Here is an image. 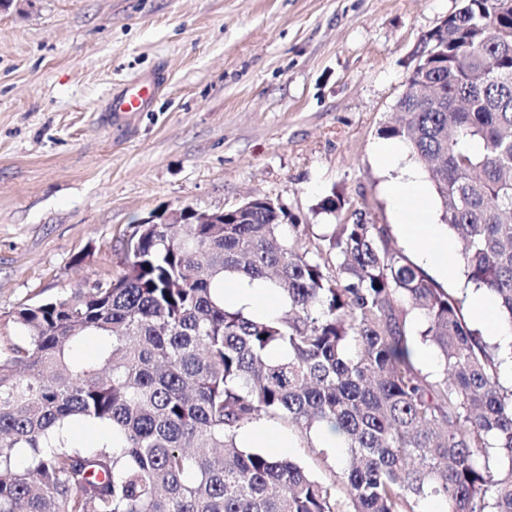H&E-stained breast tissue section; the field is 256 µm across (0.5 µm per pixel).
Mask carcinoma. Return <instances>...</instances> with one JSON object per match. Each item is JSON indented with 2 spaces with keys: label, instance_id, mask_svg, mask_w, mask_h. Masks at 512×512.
<instances>
[{
  "label": "carcinoma",
  "instance_id": "1",
  "mask_svg": "<svg viewBox=\"0 0 512 512\" xmlns=\"http://www.w3.org/2000/svg\"><path fill=\"white\" fill-rule=\"evenodd\" d=\"M452 17L377 134L430 167L466 282L512 328V0H461ZM344 207L335 191L316 204L336 220L319 233L277 198L225 224H138L118 277L16 311L27 341L0 356V512H422L430 498L512 512L501 345L388 225L342 221ZM237 277L276 288L281 311L224 306ZM88 336L97 352L73 361ZM419 341L442 375L419 366ZM259 420L308 441L333 424L346 466L327 483L240 447ZM75 422L105 433L77 447Z\"/></svg>",
  "mask_w": 512,
  "mask_h": 512
}]
</instances>
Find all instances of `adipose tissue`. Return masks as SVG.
Segmentation results:
<instances>
[{
  "label": "adipose tissue",
  "instance_id": "1",
  "mask_svg": "<svg viewBox=\"0 0 512 512\" xmlns=\"http://www.w3.org/2000/svg\"><path fill=\"white\" fill-rule=\"evenodd\" d=\"M379 160L384 168L400 172L389 188L391 203L415 250L428 265L451 274L450 248L441 242L429 218L430 200L417 170L408 160L406 147L398 142L385 143L379 149ZM224 302L245 313L260 315L276 314L282 306L281 297L266 284L234 278L224 282Z\"/></svg>",
  "mask_w": 512,
  "mask_h": 512
}]
</instances>
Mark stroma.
<instances>
[{"label": "stroma", "instance_id": "stroma-1", "mask_svg": "<svg viewBox=\"0 0 512 512\" xmlns=\"http://www.w3.org/2000/svg\"><path fill=\"white\" fill-rule=\"evenodd\" d=\"M461 0H15L0 11V344L20 307L123 271L150 212L283 200L303 224L341 190L388 225L377 134L421 38ZM161 68L131 123L113 89ZM285 455L332 481L343 463L289 431Z\"/></svg>", "mask_w": 512, "mask_h": 512}]
</instances>
